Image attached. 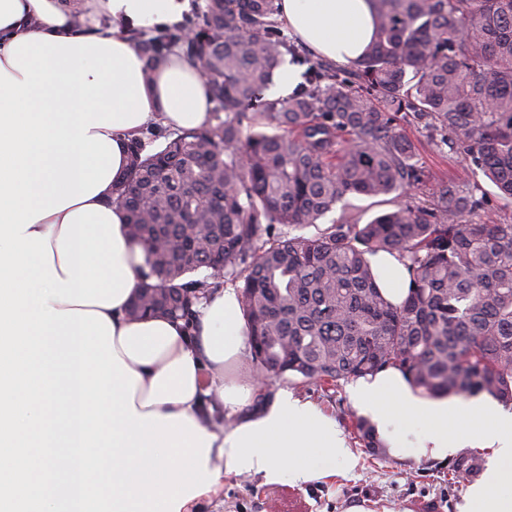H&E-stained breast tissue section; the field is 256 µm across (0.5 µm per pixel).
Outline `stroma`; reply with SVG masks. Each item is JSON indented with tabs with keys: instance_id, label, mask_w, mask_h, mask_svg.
I'll return each instance as SVG.
<instances>
[{
	"instance_id": "35a3bbf8",
	"label": "stroma",
	"mask_w": 512,
	"mask_h": 512,
	"mask_svg": "<svg viewBox=\"0 0 512 512\" xmlns=\"http://www.w3.org/2000/svg\"><path fill=\"white\" fill-rule=\"evenodd\" d=\"M406 132L415 143L419 159L429 173L427 186L413 190L422 199L431 187L465 177L462 156H449L436 147L425 132L410 126ZM397 200L388 195L377 198L348 195L325 216V223L346 217L360 224L394 209ZM352 384L343 381L331 392L293 377L276 381L270 392L288 389L294 398L311 403L335 420L348 448L356 458L352 466L337 464L334 473L319 480L294 485L282 482L264 484L258 475H229L217 492L194 502L191 512H460L468 480L449 482V459H434L420 452L428 431L411 426L400 447H393L387 436L393 419L374 417L352 396ZM371 420L384 444L379 453L364 448L355 437L356 418Z\"/></svg>"
}]
</instances>
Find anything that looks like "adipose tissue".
Listing matches in <instances>:
<instances>
[{"label": "adipose tissue", "mask_w": 512, "mask_h": 512, "mask_svg": "<svg viewBox=\"0 0 512 512\" xmlns=\"http://www.w3.org/2000/svg\"><path fill=\"white\" fill-rule=\"evenodd\" d=\"M190 0H0V66L10 44L30 34L65 38L102 37L128 45V31L147 30L179 19ZM281 17L314 53L340 64L360 58L373 40L376 17L371 0H280ZM112 28L98 33L101 18ZM148 101L146 125L194 128L206 122L210 104L198 69L174 57L143 82ZM378 284L393 302L407 295L408 279L397 258L374 256ZM127 302L105 309L114 327V346L137 373L134 406L141 415L170 418L185 414L212 435L208 471L249 473L265 483L308 482L330 474L336 460L353 455L335 422L319 408L279 392L264 409L243 414L254 383L227 380L225 369L249 350L247 324L235 288L218 289L200 310L195 334L166 317L139 320ZM358 399L399 426L428 429L423 454L442 458L475 445L491 449L493 461L481 481L467 490L462 512H512V412L487 414L478 403H425L408 390L394 369L360 381ZM237 414L234 426L213 424L216 406Z\"/></svg>", "instance_id": "ef3b65f1"}]
</instances>
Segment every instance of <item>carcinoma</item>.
I'll return each instance as SVG.
<instances>
[{
	"mask_svg": "<svg viewBox=\"0 0 512 512\" xmlns=\"http://www.w3.org/2000/svg\"><path fill=\"white\" fill-rule=\"evenodd\" d=\"M277 2L203 0L191 39L130 35L148 75L175 50L195 65L212 109L155 149L151 127L127 144L112 204L145 253L129 315L192 330L197 306L231 281L251 360L273 380L329 391L396 369L428 397L512 404V223L478 219L489 207L478 182H443L427 202L318 228L348 194L405 197L425 182L407 124L512 204V0H373L374 40L349 66L290 45ZM289 53L304 83L269 99ZM380 252L406 269L399 305L377 283ZM201 269L211 274L194 276ZM354 429L380 447L368 420ZM481 462L462 454L448 474L474 476Z\"/></svg>",
	"mask_w": 512,
	"mask_h": 512,
	"instance_id": "1",
	"label": "carcinoma"
}]
</instances>
